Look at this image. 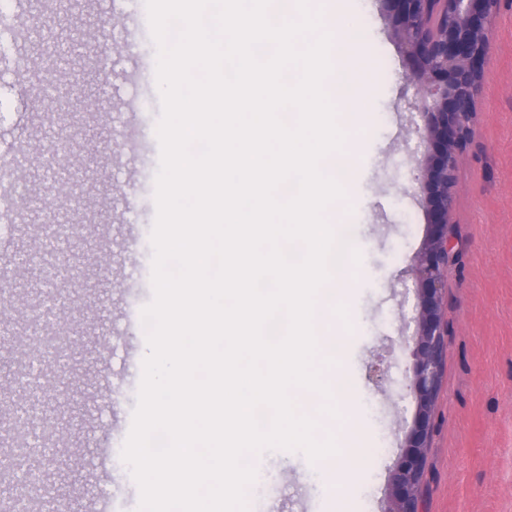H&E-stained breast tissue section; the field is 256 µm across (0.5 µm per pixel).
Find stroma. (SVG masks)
<instances>
[{
  "mask_svg": "<svg viewBox=\"0 0 512 512\" xmlns=\"http://www.w3.org/2000/svg\"><path fill=\"white\" fill-rule=\"evenodd\" d=\"M363 54L375 73V120L360 136L364 161L351 225L363 246L370 280L348 316L358 334L347 364L363 398L369 446L366 476L349 498L350 512H384L392 469L413 422L406 386L412 347L398 345L404 318L416 303L405 290L415 257L430 235V215L411 180L417 156L406 146L409 113L400 52L382 0H357ZM79 31L69 65L47 70L26 51L24 66L0 57V134L30 129L40 139L49 123L67 126L62 170L76 177L57 205L58 222L73 226L71 248L49 258L50 286L27 266L0 280V425L30 398L15 390L23 369V325L59 335L64 361L42 382L29 432L61 448L42 462L39 492L66 512H92L108 497L111 512H137L140 492L121 449L131 428L149 347L141 310L153 296L150 234L156 217L160 162L156 125L161 100L156 48L144 0H74L59 14ZM111 43L107 70L97 46ZM64 92L60 111L41 96L45 78ZM470 137L460 155L450 221L456 258L441 303L447 347L419 488L422 512H512V0H502ZM54 226L34 214L0 230L15 251L48 243ZM49 288L67 319L48 315L37 293ZM386 353L388 373L375 382L369 366ZM251 512H334L333 496L307 457L267 453L248 487Z\"/></svg>",
  "mask_w": 512,
  "mask_h": 512,
  "instance_id": "stroma-1",
  "label": "stroma"
}]
</instances>
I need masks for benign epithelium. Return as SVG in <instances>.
Listing matches in <instances>:
<instances>
[{
	"label": "benign epithelium",
	"mask_w": 512,
	"mask_h": 512,
	"mask_svg": "<svg viewBox=\"0 0 512 512\" xmlns=\"http://www.w3.org/2000/svg\"><path fill=\"white\" fill-rule=\"evenodd\" d=\"M390 25L402 52L417 64L405 75L415 89L414 108L423 125L413 133L424 147L414 177L429 212L434 231L417 256L412 270L417 304L415 328L405 343L414 345L417 359L408 385L415 403L413 424L404 449L391 475L387 512H420L418 489L427 448L429 422L434 412L440 364L445 345L439 309L445 272L453 258L448 224L455 199V171L470 130L467 117L476 111L482 87L490 29L499 0H384ZM52 0H38L29 17L37 33L32 43L37 53L47 54L48 70L55 69L62 49L72 45V35L63 34L46 20ZM56 136L42 144L38 165L55 170L56 152L50 146Z\"/></svg>",
	"instance_id": "benign-epithelium-1"
}]
</instances>
